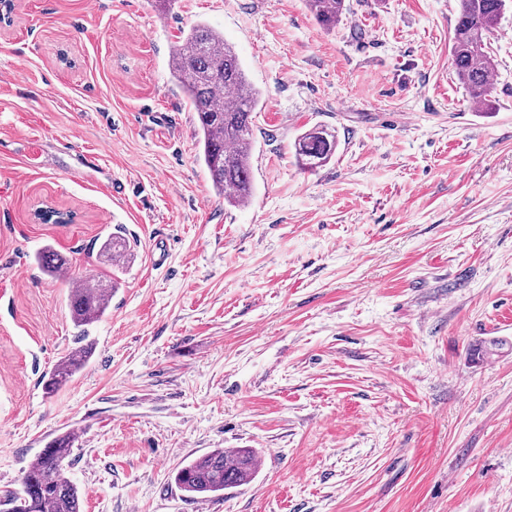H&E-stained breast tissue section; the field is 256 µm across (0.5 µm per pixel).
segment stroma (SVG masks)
<instances>
[{
	"mask_svg": "<svg viewBox=\"0 0 512 512\" xmlns=\"http://www.w3.org/2000/svg\"><path fill=\"white\" fill-rule=\"evenodd\" d=\"M17 0L0 28V496L54 437L83 512H512V12L485 106L451 65L457 0ZM204 20L263 93L257 187L225 204L171 76ZM339 142L314 171L295 141ZM46 207L68 224L42 223ZM134 259L92 361L70 349L74 280ZM169 242L153 257L156 238ZM71 278L33 262L44 245ZM249 448V484L199 502L177 470ZM345 0H304L308 12L323 27L330 28L342 19L348 10ZM337 146L335 131L324 125L305 131L295 143L302 166L310 171L326 165L336 154ZM99 259L103 264L120 268L132 258L130 243L118 233H113L104 240L98 250Z\"/></svg>",
	"mask_w": 512,
	"mask_h": 512,
	"instance_id": "35a3bbf8",
	"label": "stroma"
}]
</instances>
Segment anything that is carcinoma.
<instances>
[{
  "mask_svg": "<svg viewBox=\"0 0 512 512\" xmlns=\"http://www.w3.org/2000/svg\"><path fill=\"white\" fill-rule=\"evenodd\" d=\"M458 16L451 39L452 64L469 99L486 105L489 75L494 60L488 52L490 35L498 28L509 0H458ZM308 12L323 27L330 28L347 11L345 0H304ZM170 70L198 117V158L209 172L224 203L244 207L251 203L255 183L251 169L254 149V118L261 110L260 92L249 82L234 48L224 34L203 22L181 32L170 55ZM335 131L324 125L302 133L295 143L302 166L310 171L322 167L336 154ZM102 263L120 268L133 253L119 234L104 240L98 250ZM36 262L55 277L69 259L51 246L36 255ZM118 280L86 279L71 289L69 307L75 327L81 329L77 346L68 351L43 381L51 394L68 384L94 357L95 343L87 327L106 314ZM512 348V342L485 341L473 352L489 358ZM73 434L55 437L41 449L22 477V492L0 499V512H81V497L66 474L65 460L72 451ZM258 470V456L251 449H237L230 456L216 450L184 464L175 483L195 499L207 500L224 490L247 484Z\"/></svg>",
  "mask_w": 512,
  "mask_h": 512,
  "instance_id": "1",
  "label": "carcinoma"
}]
</instances>
